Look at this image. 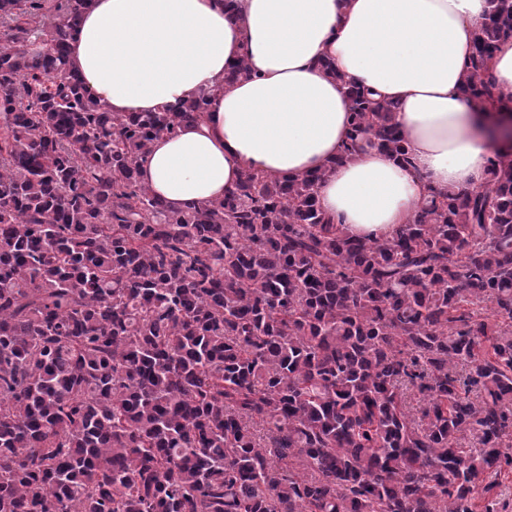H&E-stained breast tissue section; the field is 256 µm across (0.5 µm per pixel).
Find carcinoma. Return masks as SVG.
Here are the masks:
<instances>
[{
    "label": "carcinoma",
    "instance_id": "obj_1",
    "mask_svg": "<svg viewBox=\"0 0 512 512\" xmlns=\"http://www.w3.org/2000/svg\"><path fill=\"white\" fill-rule=\"evenodd\" d=\"M86 2L0 0V512H477L512 473V154L379 239L325 171L172 211L140 163L222 87L107 111L67 64ZM509 37L487 0L476 98L512 102ZM347 95L336 163L408 161L397 106ZM497 85L504 91H512V38L500 42L492 67Z\"/></svg>",
    "mask_w": 512,
    "mask_h": 512
}]
</instances>
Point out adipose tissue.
I'll return each instance as SVG.
<instances>
[{
	"mask_svg": "<svg viewBox=\"0 0 512 512\" xmlns=\"http://www.w3.org/2000/svg\"><path fill=\"white\" fill-rule=\"evenodd\" d=\"M90 0L69 61L111 112H153L220 87L210 112L154 141L140 180L175 211L223 198L245 170L325 171L322 211L350 234L390 235L431 191L469 190L512 114L463 90L487 0ZM334 61L329 75L322 60ZM247 76L225 85L233 66ZM396 102L410 161L349 140L346 84Z\"/></svg>",
	"mask_w": 512,
	"mask_h": 512,
	"instance_id": "ef3b65f1",
	"label": "adipose tissue"
}]
</instances>
